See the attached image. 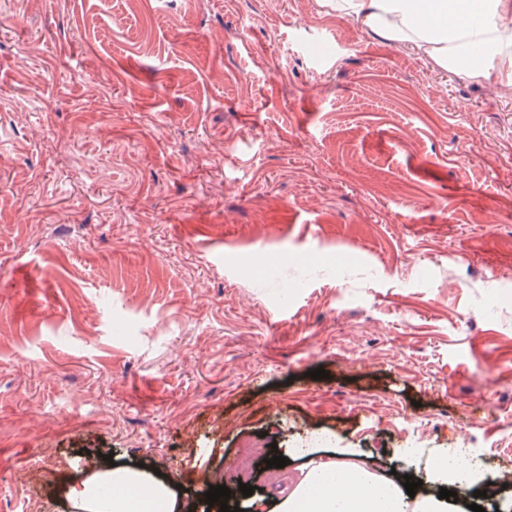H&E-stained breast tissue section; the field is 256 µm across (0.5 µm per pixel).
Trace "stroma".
<instances>
[{
  "label": "stroma",
  "mask_w": 512,
  "mask_h": 512,
  "mask_svg": "<svg viewBox=\"0 0 512 512\" xmlns=\"http://www.w3.org/2000/svg\"><path fill=\"white\" fill-rule=\"evenodd\" d=\"M248 435L512 462V92L322 0H0V512L87 453L216 512Z\"/></svg>",
  "instance_id": "35a3bbf8"
}]
</instances>
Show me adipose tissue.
<instances>
[{
	"label": "adipose tissue",
	"instance_id": "obj_1",
	"mask_svg": "<svg viewBox=\"0 0 512 512\" xmlns=\"http://www.w3.org/2000/svg\"><path fill=\"white\" fill-rule=\"evenodd\" d=\"M337 14L411 47L436 68L465 72L492 90L512 87V0H327ZM428 489L408 495L400 475L360 464L352 449L310 457L272 512H452L440 489L478 487L484 479L459 449L442 448L427 465ZM129 487L111 494L110 486ZM68 497L85 512H177L175 483L133 465L92 464Z\"/></svg>",
	"mask_w": 512,
	"mask_h": 512
}]
</instances>
